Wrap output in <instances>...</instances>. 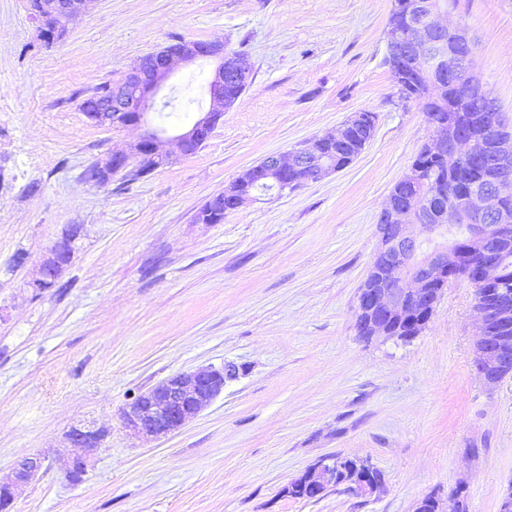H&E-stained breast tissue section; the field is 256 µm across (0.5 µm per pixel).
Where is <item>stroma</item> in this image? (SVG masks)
<instances>
[{
	"instance_id": "1",
	"label": "stroma",
	"mask_w": 512,
	"mask_h": 512,
	"mask_svg": "<svg viewBox=\"0 0 512 512\" xmlns=\"http://www.w3.org/2000/svg\"><path fill=\"white\" fill-rule=\"evenodd\" d=\"M392 0H95L46 45L29 0H0V476L45 462L13 512H499L512 492V377L475 370L474 288L451 282L419 336L367 342L358 292L378 215L432 127L400 97L384 31ZM473 68L512 119V0H448ZM242 54L249 82L198 153L105 185L85 171L138 130L91 124L79 105L172 40ZM214 61L162 90L176 132L208 110ZM370 111L375 129L346 168L259 193L223 223L194 216L264 158ZM83 232L60 288H29L65 229ZM25 251L27 261L15 266ZM234 366L223 393L174 434L129 436L139 391L201 367ZM111 430L85 480L56 452L76 421ZM367 463L383 491L314 499L285 487L319 459Z\"/></svg>"
}]
</instances>
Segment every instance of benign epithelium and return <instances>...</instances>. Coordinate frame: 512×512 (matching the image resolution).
<instances>
[{
	"label": "benign epithelium",
	"instance_id": "obj_1",
	"mask_svg": "<svg viewBox=\"0 0 512 512\" xmlns=\"http://www.w3.org/2000/svg\"><path fill=\"white\" fill-rule=\"evenodd\" d=\"M95 0H37L34 17L40 35L46 37L56 23H69L88 12ZM443 11L439 0H406L394 3L392 20L384 36L385 61L397 67L403 79L415 75L428 76L425 99L434 103L440 99L445 85L456 78L448 68V57L462 48L466 80L487 100L493 94L482 78L470 66L474 43L461 26H442L436 17ZM150 62L136 61L124 77L111 86L110 92L97 98L95 110L87 114L94 125L120 129L142 127L141 138L127 150L113 151L104 164L92 168L88 181H108L112 175L127 170L132 160L149 159L152 168L170 164L178 157L196 154L210 138L215 126L231 103L224 96V86L248 84L250 68L240 54L224 51L211 43L187 41L174 50L163 48L149 54ZM217 59L209 83L210 107L190 127L174 135L148 128V111L153 97L184 66L201 59ZM345 140V127L306 141L286 154L266 157L265 177L274 180L272 188L282 193L291 188L288 175L306 173V180H319L335 171L322 148L327 143ZM435 158L453 166L464 156L486 154L497 169L491 186L481 180L468 183L465 197L452 206L442 204L445 187H434L424 193L419 203L400 206L389 203L376 225L379 247L371 262L367 277L357 297L356 320L365 332V339L406 341L405 327L424 316V309L436 306L448 286V274L461 269H487L494 266L500 255L498 247L512 245V135L504 134L500 124L492 121L485 131L472 138L458 137L453 123L433 124V135L425 145ZM232 198L238 209L252 201L255 194L240 180L212 197L209 207H224V198ZM471 227L469 244L458 247L447 241L448 225ZM81 227L73 226L60 236L39 264L38 276L30 281L39 285L48 273L60 274L73 256L74 243ZM476 370L488 385L496 383L494 372L504 360L506 338L491 332L492 323L505 324L512 319V304L504 293L490 294L482 307L476 308ZM232 377L228 368L206 367L191 373L173 374L159 383L138 392L126 403L122 420L133 435L159 440L179 430L187 421L204 411L224 390L225 381ZM107 431L93 424L73 427L67 434L70 447L82 448L85 454L63 461L66 478L78 483L86 473L87 454L98 450ZM365 476L349 486L357 496H372L383 484L373 475V467L362 464ZM43 468L42 457H23L9 478L0 479V501L5 506L14 503L16 490L33 481ZM339 462L324 457L306 471L308 494L319 495L336 485Z\"/></svg>",
	"mask_w": 512,
	"mask_h": 512
}]
</instances>
